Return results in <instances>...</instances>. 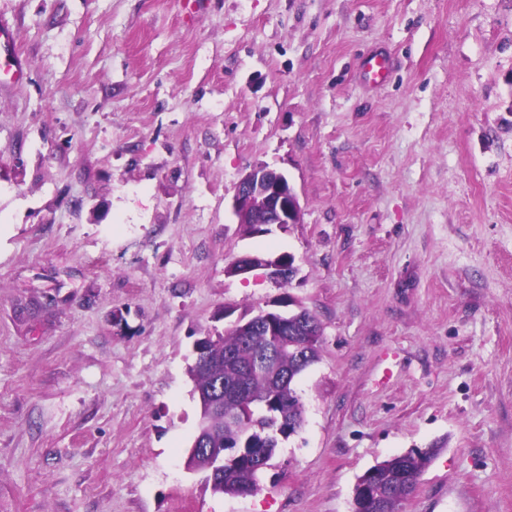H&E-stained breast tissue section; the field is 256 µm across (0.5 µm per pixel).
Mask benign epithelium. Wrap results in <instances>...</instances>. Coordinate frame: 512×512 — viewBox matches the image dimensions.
<instances>
[{
  "label": "benign epithelium",
  "mask_w": 512,
  "mask_h": 512,
  "mask_svg": "<svg viewBox=\"0 0 512 512\" xmlns=\"http://www.w3.org/2000/svg\"><path fill=\"white\" fill-rule=\"evenodd\" d=\"M233 209L238 220L253 219L256 227L277 225L284 227L294 223V216L300 212L299 200L294 187L286 176L266 165H257L242 176L235 186ZM263 268L268 276L284 282L296 274L294 259L288 254L274 258L259 255H244L233 264L235 274H247ZM302 308L293 312L260 309L249 320H237L232 326L248 334L265 331L274 337V348L292 346L300 364L310 361V352L305 339L312 335L315 322L301 318ZM372 474H366L357 481L353 501L360 502L359 512H388L387 498L377 493L371 484Z\"/></svg>",
  "instance_id": "7a95c632"
}]
</instances>
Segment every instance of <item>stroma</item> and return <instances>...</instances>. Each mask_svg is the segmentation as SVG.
Masks as SVG:
<instances>
[{
    "instance_id": "35a3bbf8",
    "label": "stroma",
    "mask_w": 512,
    "mask_h": 512,
    "mask_svg": "<svg viewBox=\"0 0 512 512\" xmlns=\"http://www.w3.org/2000/svg\"><path fill=\"white\" fill-rule=\"evenodd\" d=\"M0 512H351L436 455L402 512H512V0H0ZM391 74L371 83L370 54ZM284 174L299 223L248 232ZM292 254L286 284L229 274ZM323 326L301 432L257 493L185 462L219 314ZM233 209L239 224L252 218L256 229L261 226L285 227L296 224L300 212L294 187L282 173L266 165H257L242 176L235 186ZM434 454L435 450L431 456L426 457L425 454H419L418 451L412 448L405 453L395 455L388 460L374 465L365 473L374 470L384 488H389L393 483L400 481L403 486V492L407 495L400 498V502H402L410 495L409 493L417 483V478L424 471ZM374 471L366 475L364 473L359 477L362 478L365 475L355 485L353 503L360 502L361 505L358 507L360 512H389L387 509V498L381 496L372 487L371 478ZM399 503L395 505L394 512L398 511L397 506Z\"/></svg>"
}]
</instances>
